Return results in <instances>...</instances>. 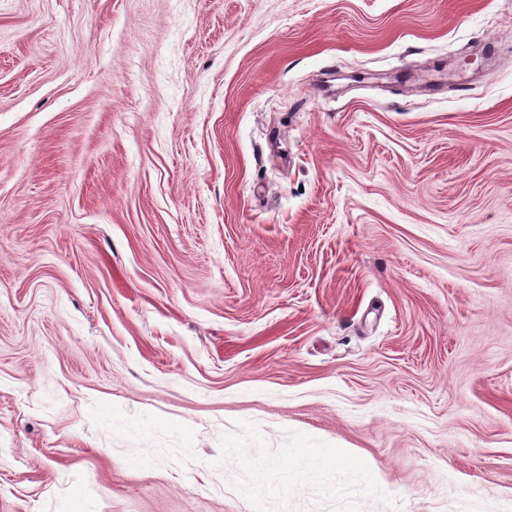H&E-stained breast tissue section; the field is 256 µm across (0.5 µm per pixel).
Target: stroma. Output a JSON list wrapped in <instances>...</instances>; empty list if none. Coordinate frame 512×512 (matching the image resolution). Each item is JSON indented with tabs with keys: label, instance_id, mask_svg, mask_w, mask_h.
Returning <instances> with one entry per match:
<instances>
[{
	"label": "stroma",
	"instance_id": "35a3bbf8",
	"mask_svg": "<svg viewBox=\"0 0 512 512\" xmlns=\"http://www.w3.org/2000/svg\"><path fill=\"white\" fill-rule=\"evenodd\" d=\"M0 512H512V0H0Z\"/></svg>",
	"mask_w": 512,
	"mask_h": 512
}]
</instances>
